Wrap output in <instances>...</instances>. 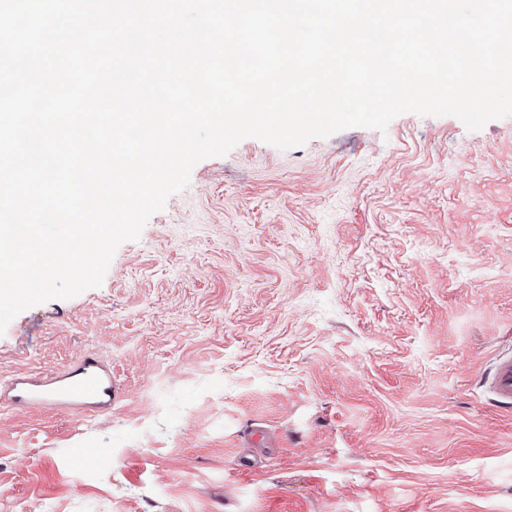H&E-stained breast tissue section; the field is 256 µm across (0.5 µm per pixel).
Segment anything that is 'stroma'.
Instances as JSON below:
<instances>
[{
    "instance_id": "35a3bbf8",
    "label": "stroma",
    "mask_w": 512,
    "mask_h": 512,
    "mask_svg": "<svg viewBox=\"0 0 512 512\" xmlns=\"http://www.w3.org/2000/svg\"><path fill=\"white\" fill-rule=\"evenodd\" d=\"M509 348L512 116L249 137L0 335V380L93 355L122 393L1 405L0 512H512ZM488 390L498 407L512 410V354H499L490 374Z\"/></svg>"
}]
</instances>
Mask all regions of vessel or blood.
Returning a JSON list of instances; mask_svg holds the SVG:
<instances>
[{
    "label": "vessel or blood",
    "mask_w": 512,
    "mask_h": 512,
    "mask_svg": "<svg viewBox=\"0 0 512 512\" xmlns=\"http://www.w3.org/2000/svg\"><path fill=\"white\" fill-rule=\"evenodd\" d=\"M488 390L501 409L512 410V354H499L489 378ZM120 392L110 371L97 358L84 357L74 362L60 376L14 377L0 387V398L11 406L32 404L76 409L106 408L117 400Z\"/></svg>",
    "instance_id": "b4317fda"
}]
</instances>
